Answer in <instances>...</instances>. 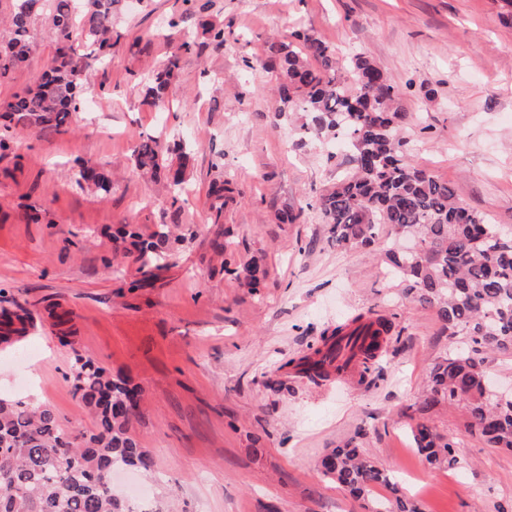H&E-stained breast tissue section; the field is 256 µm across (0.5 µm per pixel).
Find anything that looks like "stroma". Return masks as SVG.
Wrapping results in <instances>:
<instances>
[{
	"mask_svg": "<svg viewBox=\"0 0 512 512\" xmlns=\"http://www.w3.org/2000/svg\"><path fill=\"white\" fill-rule=\"evenodd\" d=\"M176 18L223 25L180 58L166 111L144 103L145 85L173 46L157 37ZM310 31L337 56L372 59L392 79L405 150L450 183L458 200L512 227V12L503 0H119L112 60L83 88L68 131L27 132L0 151V307L30 309L34 328L0 348V397L52 407L64 425L92 428L68 373L80 351L138 384L131 430L153 461L146 484L168 512H370L318 471L322 457L354 443L395 472L397 490L421 512H512V450L485 445L461 407L416 412L440 355L452 346L434 309L412 302L387 274L383 243L340 249L315 204L352 169L349 152L321 155L308 116L283 112L258 63L269 40ZM55 45L45 21L27 66L0 83V102L33 86ZM179 140L189 154L188 191L175 204L144 178L139 136ZM104 170L109 193L78 182L77 159ZM224 175L240 195L224 210L223 241L239 266L260 261L263 288L224 275L212 248L207 191ZM293 215L278 223L280 213ZM175 225L178 241L154 287L131 289L135 265L113 267L112 233ZM72 310L74 348L46 318ZM360 312L394 325L381 369L314 385L295 359L325 329ZM426 420L461 450L437 469L416 450L411 426Z\"/></svg>",
	"mask_w": 512,
	"mask_h": 512,
	"instance_id": "1",
	"label": "stroma"
}]
</instances>
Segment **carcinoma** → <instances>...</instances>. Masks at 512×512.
Returning <instances> with one entry per match:
<instances>
[{
  "instance_id": "cac0c4a2",
  "label": "carcinoma",
  "mask_w": 512,
  "mask_h": 512,
  "mask_svg": "<svg viewBox=\"0 0 512 512\" xmlns=\"http://www.w3.org/2000/svg\"><path fill=\"white\" fill-rule=\"evenodd\" d=\"M117 0H52L50 32L55 42L53 65L38 82L0 104L4 127L18 132L67 130L80 112L84 83L96 67L112 57V16ZM40 0H13L9 30L0 40V82L28 62L33 51V22ZM162 37L175 43L164 66L150 79L145 100L164 101L176 80L180 56L200 38L224 42V28L208 21L187 34L174 19ZM298 44L272 41L263 61L271 73L281 111L306 112L314 129L342 138L353 151L354 168L321 195L318 208L329 225V241L338 247H369L385 236V256L393 278L421 306L435 309L448 335L459 336L434 365L418 403L420 415L439 404H461L467 425L492 448L512 449V401L500 403L488 388L477 352L512 355V232L466 207L454 187L417 168L400 136L402 111L387 74L368 58L339 62L322 39L294 33ZM170 148L156 137H142L132 151L135 166L153 180H164L173 202L182 200L187 156L169 160ZM80 178L106 194L111 181L96 166L77 160ZM214 223L236 200L235 190L218 177L208 194ZM172 231L158 224L144 237L128 224L112 235V261L137 265L142 280L155 276L159 261L172 252ZM224 274L244 277L251 291L260 288L266 271L258 261L239 270L223 261ZM62 343H73L72 312H48ZM30 327L24 311L0 309V345L19 343ZM382 337L388 322L359 314L332 331V342H345L361 377L373 372L381 344L358 342L365 328ZM70 380L76 396L95 420L89 432L65 429L48 405L0 399V512H162L150 501L132 502L112 486L117 468L152 471V459L131 433L142 390L79 351H73ZM418 452L434 466L453 469L460 456L453 441H444L424 422L411 430ZM319 472L357 498L374 499L379 486L394 488L395 478L356 447L335 448Z\"/></svg>"
}]
</instances>
